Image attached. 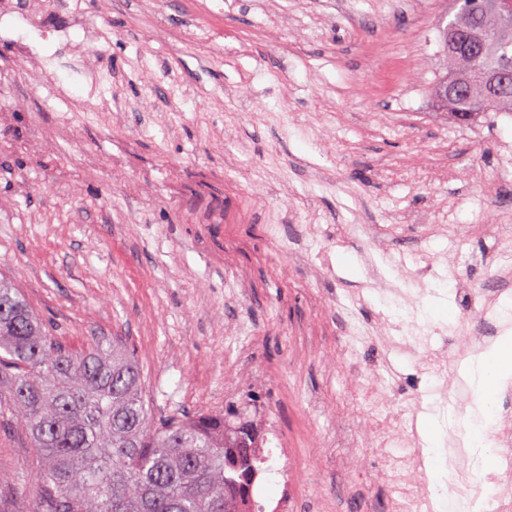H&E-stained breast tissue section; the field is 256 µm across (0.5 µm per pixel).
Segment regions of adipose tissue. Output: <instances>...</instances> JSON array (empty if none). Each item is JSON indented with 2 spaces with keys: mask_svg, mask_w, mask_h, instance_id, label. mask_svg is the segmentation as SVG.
I'll return each instance as SVG.
<instances>
[{
  "mask_svg": "<svg viewBox=\"0 0 512 512\" xmlns=\"http://www.w3.org/2000/svg\"><path fill=\"white\" fill-rule=\"evenodd\" d=\"M471 373L476 374V383L481 391V399L477 406L481 413L478 423L472 424L470 431L476 447L481 448L486 461H493L494 454L483 442L484 433L494 415L495 394L499 385L512 377V339L491 349L477 364L471 365Z\"/></svg>",
  "mask_w": 512,
  "mask_h": 512,
  "instance_id": "adipose-tissue-1",
  "label": "adipose tissue"
}]
</instances>
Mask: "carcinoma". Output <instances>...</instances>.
I'll use <instances>...</instances> for the list:
<instances>
[{"instance_id":"cac0c4a2","label":"carcinoma","mask_w":512,"mask_h":512,"mask_svg":"<svg viewBox=\"0 0 512 512\" xmlns=\"http://www.w3.org/2000/svg\"><path fill=\"white\" fill-rule=\"evenodd\" d=\"M448 75L473 63L447 52ZM484 112H512L479 82ZM143 376L115 340L72 349L9 278H0V416L45 460L36 512H242L256 471V429L222 413L154 419Z\"/></svg>"}]
</instances>
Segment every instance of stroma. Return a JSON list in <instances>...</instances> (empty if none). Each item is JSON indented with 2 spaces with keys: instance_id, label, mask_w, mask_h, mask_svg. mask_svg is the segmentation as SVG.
<instances>
[{
  "instance_id": "obj_1",
  "label": "stroma",
  "mask_w": 512,
  "mask_h": 512,
  "mask_svg": "<svg viewBox=\"0 0 512 512\" xmlns=\"http://www.w3.org/2000/svg\"><path fill=\"white\" fill-rule=\"evenodd\" d=\"M452 7L82 0L0 33V274L67 344L126 341L155 418L266 408L295 512H388L408 451L377 452L362 395L467 440L390 327L405 298L424 329L482 304L512 335V115L438 108ZM41 465L0 418V512H33Z\"/></svg>"
}]
</instances>
